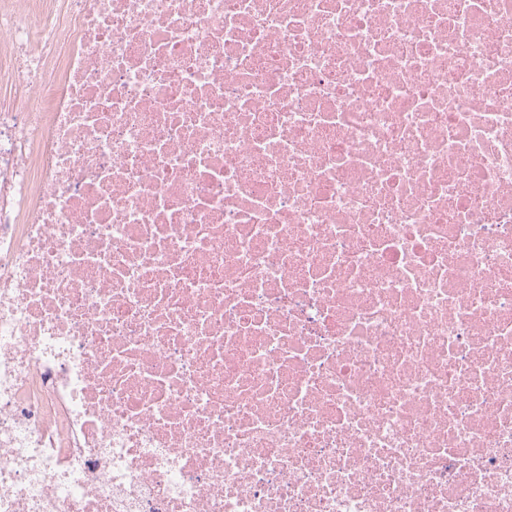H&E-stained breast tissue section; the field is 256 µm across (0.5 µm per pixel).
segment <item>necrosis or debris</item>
Returning <instances> with one entry per match:
<instances>
[{
  "mask_svg": "<svg viewBox=\"0 0 512 512\" xmlns=\"http://www.w3.org/2000/svg\"><path fill=\"white\" fill-rule=\"evenodd\" d=\"M0 512H512V0H0Z\"/></svg>",
  "mask_w": 512,
  "mask_h": 512,
  "instance_id": "obj_1",
  "label": "necrosis or debris"
}]
</instances>
